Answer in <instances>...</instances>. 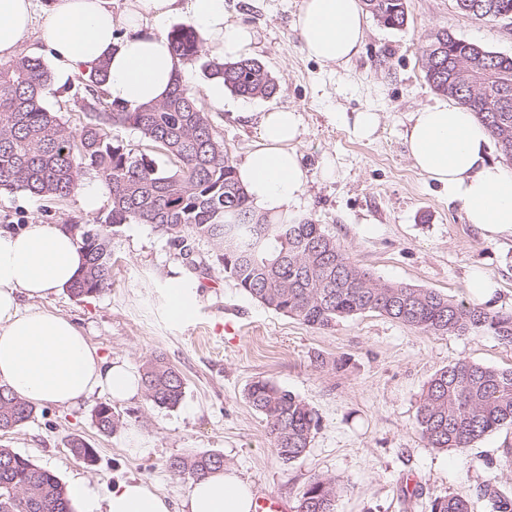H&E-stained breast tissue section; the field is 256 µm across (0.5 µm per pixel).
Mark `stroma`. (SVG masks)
<instances>
[{"mask_svg": "<svg viewBox=\"0 0 512 512\" xmlns=\"http://www.w3.org/2000/svg\"><path fill=\"white\" fill-rule=\"evenodd\" d=\"M300 3L224 0L228 18L254 31L252 56L277 78L274 97L246 100L228 93L217 110L205 97L219 87L201 66L209 52L182 67L183 84L203 92L201 104L230 162L240 163L256 145V113L296 109L305 127L300 151L315 173L298 197L299 216L322 224L375 278L468 302L469 278L480 271L497 285L491 308L512 311V237L484 240L447 191L414 169L403 139L411 113L441 101L425 79V36L445 30L512 55V18L488 23L458 12L454 0H405L404 27L369 20L359 55L326 66L306 54L294 28ZM367 108L382 117L370 141L351 130L354 112ZM325 160L336 167L334 181L316 176ZM107 211L103 205L86 213L74 196L49 204L23 192L0 194L1 228L33 221L90 224ZM110 234L111 288L81 299L63 290L52 305L102 356L138 368L149 356L163 355L184 378L181 403L162 408L142 397L113 403L125 427L110 435L92 421L94 402L46 405L0 436V445L61 481L86 479L101 496L120 480L150 483L176 510L190 480L170 472L168 462L188 453L223 454L225 465L256 492L291 505L313 477L337 478L348 486L337 512H430L432 500L447 494L468 497L472 512H489L479 485L494 479L512 488V470L502 466L512 426L446 451L429 447L415 425L420 394L437 370L461 360L512 368V346L481 331L438 336L375 313L314 329L237 288L206 242L195 245L203 264L197 270L149 225L123 224ZM172 275L192 296V311L179 322L165 313V283ZM257 378L293 392L321 418L309 448L292 463L277 458L263 416L245 398ZM131 430L143 436L148 455L127 452ZM73 435L95 449V464L71 452Z\"/></svg>", "mask_w": 512, "mask_h": 512, "instance_id": "obj_1", "label": "stroma"}]
</instances>
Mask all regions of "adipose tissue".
Returning a JSON list of instances; mask_svg holds the SVG:
<instances>
[{"label": "adipose tissue", "instance_id": "adipose-tissue-1", "mask_svg": "<svg viewBox=\"0 0 512 512\" xmlns=\"http://www.w3.org/2000/svg\"><path fill=\"white\" fill-rule=\"evenodd\" d=\"M0 0V61L14 59L33 40L52 51L66 73L107 63L112 101L130 108L163 99L182 68L161 25L184 15L211 52L224 60L250 55L246 26L224 14V0ZM295 26L307 54L333 65L361 50L366 16L361 0H302ZM123 38H116V31ZM260 142L236 168L251 206L271 221L292 215L310 181L298 145L301 116L279 108L259 113ZM404 141L413 166L447 189L467 223L484 238L512 237V171L489 156V132L473 112L439 103L412 112ZM84 264L76 237L54 224L0 228V386L38 405L72 407L95 393L122 401L142 392L141 374L125 361L99 355L81 329L46 302L75 279ZM72 512H172L168 498L142 481H118L98 498L83 479L67 486ZM254 492L237 469L223 467L193 479L182 512H252Z\"/></svg>", "mask_w": 512, "mask_h": 512}]
</instances>
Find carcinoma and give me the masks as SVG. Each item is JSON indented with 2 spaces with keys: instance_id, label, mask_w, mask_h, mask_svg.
Masks as SVG:
<instances>
[{
  "instance_id": "cac0c4a2",
  "label": "carcinoma",
  "mask_w": 512,
  "mask_h": 512,
  "mask_svg": "<svg viewBox=\"0 0 512 512\" xmlns=\"http://www.w3.org/2000/svg\"><path fill=\"white\" fill-rule=\"evenodd\" d=\"M364 9L389 28L407 22L405 0H362ZM492 4L468 15L494 22L503 13L512 18V0H469ZM175 55L194 61L201 38L189 25L167 33ZM468 45L446 31L426 37L425 77L432 90L468 108L495 138L502 155L512 160V103L503 106L501 90L512 97V55L487 50L482 67L489 85L477 84L462 65L448 84V62L464 54ZM209 76L231 93L248 100L270 99L277 83L256 59L226 62L212 58L204 64ZM108 65L77 73L55 94L79 105L86 121L72 128L45 106L52 74L39 57L22 55L0 63V191H22L48 201L75 194L78 183L92 174L109 189L105 217L77 225V239L85 254L79 276L67 288L76 298L90 297L112 287V238L107 227L148 224L167 237L184 258L195 243L208 242L225 277L251 299L315 329L373 312L410 328L435 335L465 336L488 331L512 345V313L487 305L454 301L437 291L414 285L383 282L351 261L346 248L309 218L276 224L250 205L224 143L209 122L199 94L182 82L174 83L165 99L134 109L109 100L105 86ZM113 125L136 129L149 145L167 158L160 165L145 153L115 143ZM146 400L159 407L177 406L185 390L181 373L161 355L142 367ZM251 407L265 419L279 460L289 464L309 448L320 425L318 413L292 392L266 379L252 381L246 390ZM36 407L0 386V432L9 433L27 422ZM97 429L111 434L123 426L108 403L92 412ZM512 426V368L458 361L436 371L426 383L416 413V426L436 449H465L489 432ZM169 469L198 478L224 467L217 452L176 456ZM347 491L332 477L311 479L295 512H337ZM479 495L491 512H512V493L488 480ZM0 512H69L66 488L53 473L30 459L0 446ZM431 512H471L470 500L446 495L431 502Z\"/></svg>"
}]
</instances>
